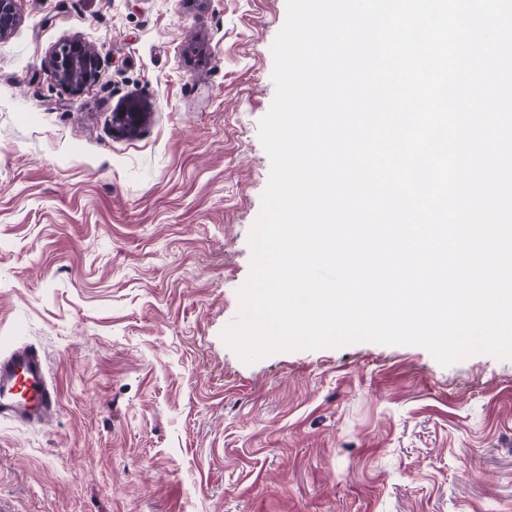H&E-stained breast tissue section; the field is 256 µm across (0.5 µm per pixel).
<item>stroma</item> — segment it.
I'll return each mask as SVG.
<instances>
[{
    "mask_svg": "<svg viewBox=\"0 0 512 512\" xmlns=\"http://www.w3.org/2000/svg\"><path fill=\"white\" fill-rule=\"evenodd\" d=\"M0 38V350L47 426L0 422V512H512V359L358 342L244 362L286 0H17ZM99 56L79 93L48 65ZM139 103V125L117 119ZM59 412V392L48 376L45 355L35 346L0 355V421L47 424Z\"/></svg>",
    "mask_w": 512,
    "mask_h": 512,
    "instance_id": "obj_1",
    "label": "stroma"
}]
</instances>
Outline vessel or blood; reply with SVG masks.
Masks as SVG:
<instances>
[{
    "label": "vessel or blood",
    "mask_w": 512,
    "mask_h": 512,
    "mask_svg": "<svg viewBox=\"0 0 512 512\" xmlns=\"http://www.w3.org/2000/svg\"><path fill=\"white\" fill-rule=\"evenodd\" d=\"M59 412V392L48 376L45 355L35 346L0 354V421L47 424Z\"/></svg>",
    "instance_id": "1"
}]
</instances>
